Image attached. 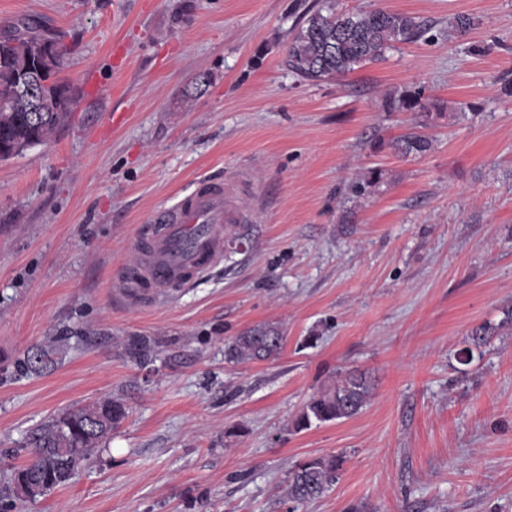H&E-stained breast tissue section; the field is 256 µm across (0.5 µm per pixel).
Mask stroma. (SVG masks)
Instances as JSON below:
<instances>
[{"label":"stroma","instance_id":"1","mask_svg":"<svg viewBox=\"0 0 512 512\" xmlns=\"http://www.w3.org/2000/svg\"><path fill=\"white\" fill-rule=\"evenodd\" d=\"M330 5L425 31L301 81L288 44ZM32 19L70 48L74 105L50 144L0 160V477L62 410L129 414L13 512H512V0H0V33ZM417 91L433 147L404 158L391 143L416 118L385 98ZM203 177L240 181L241 245L133 299L140 229ZM268 323L276 358L225 362ZM134 336L158 342L145 361ZM43 345L55 369L16 374ZM344 368L372 376L368 404L295 430ZM330 455L335 485L289 500L292 466Z\"/></svg>","mask_w":512,"mask_h":512}]
</instances>
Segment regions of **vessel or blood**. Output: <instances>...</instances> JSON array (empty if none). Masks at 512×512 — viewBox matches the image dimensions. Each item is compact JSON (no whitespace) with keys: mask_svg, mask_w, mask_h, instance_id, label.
<instances>
[{"mask_svg":"<svg viewBox=\"0 0 512 512\" xmlns=\"http://www.w3.org/2000/svg\"><path fill=\"white\" fill-rule=\"evenodd\" d=\"M250 221L233 182L198 181L143 227L138 258L125 273L126 288L139 296H156L189 287L223 261L231 244L229 227Z\"/></svg>","mask_w":512,"mask_h":512,"instance_id":"b4317fda","label":"vessel or blood"}]
</instances>
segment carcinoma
<instances>
[{"label":"carcinoma","mask_w":512,"mask_h":512,"mask_svg":"<svg viewBox=\"0 0 512 512\" xmlns=\"http://www.w3.org/2000/svg\"><path fill=\"white\" fill-rule=\"evenodd\" d=\"M422 32L416 17L383 8L338 13L330 8L311 13L288 45L286 65L297 77L320 82L345 75L360 64L380 60L396 42H408ZM54 40L58 57L66 49L60 37L36 25L22 34L5 39L23 41L29 35ZM29 66L26 60L0 63V143L17 141L30 147L49 143L64 124L73 98L51 94L39 102L40 121L30 119V101L17 90L15 75ZM390 109L417 113L420 124L432 117L433 104L422 101L419 93L391 99ZM404 155L421 156L432 148V141L411 131L392 142ZM284 344L282 331L272 325L249 329L225 344L224 359L229 363L263 361L277 357ZM156 342L133 337L127 347L129 358L140 361L155 351ZM375 389L372 377L349 369L322 385L305 401L294 426L303 430L314 422L326 423L350 418L369 402ZM127 416L119 399L102 400L53 418L33 431L29 438L28 460L0 478V504L8 507L15 500L35 501L71 480V469L87 462ZM342 460L336 456L312 457L297 462L288 480V498L313 501L320 498L338 478Z\"/></svg>","instance_id":"1"}]
</instances>
